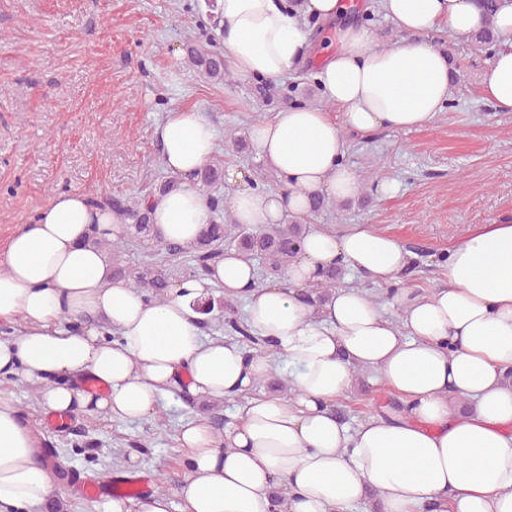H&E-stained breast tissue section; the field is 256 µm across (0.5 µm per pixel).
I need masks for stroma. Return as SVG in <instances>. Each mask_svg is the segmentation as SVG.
Returning a JSON list of instances; mask_svg holds the SVG:
<instances>
[{
	"mask_svg": "<svg viewBox=\"0 0 512 512\" xmlns=\"http://www.w3.org/2000/svg\"><path fill=\"white\" fill-rule=\"evenodd\" d=\"M198 0H0V250L51 196L79 191L103 202L148 191L166 179L155 131L175 107L194 106L216 130L251 128L286 107L281 92L300 85V103L319 102L313 58L276 79L235 77L217 84L185 64V44L222 45ZM426 42L451 51L448 101L428 125L409 131H345L346 163L372 172L365 200L309 215L312 224H373L410 252L402 284L430 292L444 282L441 259L480 224L512 220V112L496 111L481 90L487 53L438 26ZM394 181V196L377 183ZM21 412L57 471L63 512H98L75 496L72 477L120 484L142 476L156 486L186 474L179 426L205 416L216 430L236 421L244 396L202 410L184 393L164 396L152 418L122 421L73 413L51 426L30 385L10 379ZM393 396L373 375L337 404L357 425Z\"/></svg>",
	"mask_w": 512,
	"mask_h": 512,
	"instance_id": "obj_1",
	"label": "stroma"
}]
</instances>
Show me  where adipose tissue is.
I'll list each match as a JSON object with an SVG mask.
<instances>
[{"mask_svg":"<svg viewBox=\"0 0 512 512\" xmlns=\"http://www.w3.org/2000/svg\"><path fill=\"white\" fill-rule=\"evenodd\" d=\"M407 41L371 46L369 30L344 0H216L232 70L277 78L308 46L302 18L334 24L319 48L315 79L323 105L295 106L254 124L252 143L283 182L271 193L230 167L224 208L261 228L284 214L307 215L312 197H358L360 177L345 164L343 128L407 130L432 122L448 100V58L419 34L444 24L466 36L484 19L473 0H379ZM503 41L483 93L512 112V0L494 18ZM344 111L343 124L327 105ZM177 186L152 209L161 240L192 247L211 222L194 179L214 154L216 130L198 108L171 110L156 131ZM114 240L122 221L85 194H54L0 254V323L23 322L0 338V376L35 387L54 414L103 412L136 421L177 389L199 398L248 393L238 420L216 434L202 419L176 440L188 472L173 492L134 502L104 501L101 512H512V222L485 224L448 251L446 281L432 293L399 287L410 254L372 224L310 227L281 282L257 284L253 265L225 253L212 275L181 280L163 300L114 279L91 230ZM327 268H347L391 286L398 310L359 287H339L310 304L305 288ZM245 298L247 320L270 353L203 335L196 309L209 289ZM290 393L250 395L275 362ZM377 374L398 409L350 427L336 402L359 374ZM104 394L88 393L86 380ZM54 468L11 392L0 390V512H40L56 499Z\"/></svg>","mask_w":512,"mask_h":512,"instance_id":"adipose-tissue-1","label":"adipose tissue"}]
</instances>
